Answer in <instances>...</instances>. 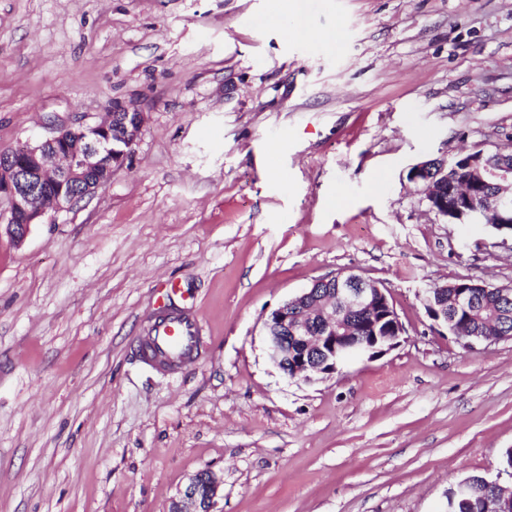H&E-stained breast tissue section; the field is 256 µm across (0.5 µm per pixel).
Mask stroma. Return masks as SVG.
Masks as SVG:
<instances>
[{
    "label": "stroma",
    "mask_w": 512,
    "mask_h": 512,
    "mask_svg": "<svg viewBox=\"0 0 512 512\" xmlns=\"http://www.w3.org/2000/svg\"><path fill=\"white\" fill-rule=\"evenodd\" d=\"M142 112L93 198L0 237V512H444L512 449V341L466 350L428 288L512 285L421 161L512 145V0H0V150ZM387 286L399 345L288 379L270 312L315 278ZM204 326L175 373L163 306ZM222 484L223 480L211 470L196 473L172 503L170 512H220L216 505Z\"/></svg>",
    "instance_id": "35a3bbf8"
}]
</instances>
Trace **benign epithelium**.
Returning a JSON list of instances; mask_svg holds the SVG:
<instances>
[{
	"instance_id": "benign-epithelium-1",
	"label": "benign epithelium",
	"mask_w": 512,
	"mask_h": 512,
	"mask_svg": "<svg viewBox=\"0 0 512 512\" xmlns=\"http://www.w3.org/2000/svg\"><path fill=\"white\" fill-rule=\"evenodd\" d=\"M108 112L124 113L120 124L105 120L93 125L62 127L41 142L27 141L0 152V224L15 243L22 242L47 208L68 210L79 198L89 197L112 172L130 160L142 127V113L131 105L114 103ZM467 172L475 183L497 181L495 207L485 208L466 196L448 204V166ZM407 179L427 186L426 199L436 215L451 224H486L495 232L512 224V167H492L481 153L450 161L434 158L412 166ZM336 299L322 308L323 334L307 333L306 310L312 300L308 287L273 310L266 323L267 352L272 363L291 379L311 382L340 371L354 356L376 357L394 348L405 328L390 301L389 290L353 272L333 282ZM350 311L379 313L389 320L380 336H352L345 331ZM223 480L211 470L193 475L170 512H218Z\"/></svg>"
}]
</instances>
